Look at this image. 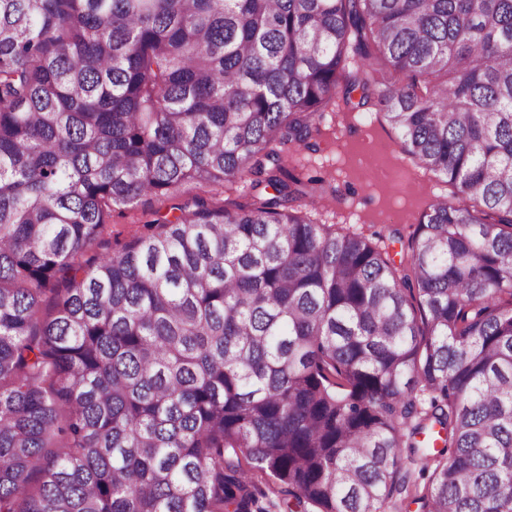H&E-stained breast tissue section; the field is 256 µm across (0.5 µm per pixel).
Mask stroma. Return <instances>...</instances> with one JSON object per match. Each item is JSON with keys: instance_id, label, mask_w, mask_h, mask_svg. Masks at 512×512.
<instances>
[{"instance_id": "35a3bbf8", "label": "stroma", "mask_w": 512, "mask_h": 512, "mask_svg": "<svg viewBox=\"0 0 512 512\" xmlns=\"http://www.w3.org/2000/svg\"><path fill=\"white\" fill-rule=\"evenodd\" d=\"M311 148L287 150L289 168L319 178V206L314 220L339 224L365 233L409 235L432 196L453 197L454 186L416 167L398 134L377 107L353 112H325ZM154 200L144 197L132 207L112 214L102 244L88 257L120 251L153 220Z\"/></svg>"}]
</instances>
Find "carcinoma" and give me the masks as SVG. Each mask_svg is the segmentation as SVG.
Segmentation results:
<instances>
[{
	"label": "carcinoma",
	"mask_w": 512,
	"mask_h": 512,
	"mask_svg": "<svg viewBox=\"0 0 512 512\" xmlns=\"http://www.w3.org/2000/svg\"><path fill=\"white\" fill-rule=\"evenodd\" d=\"M340 88L464 200L397 265L282 164ZM233 182L274 195L83 260ZM251 464L290 512H512V0H0V512H269ZM156 203L149 197H143L132 207L123 211L116 210L112 214L110 231L101 245H94L84 256L89 259L104 252H118L138 233L144 232L143 224L155 218L153 211Z\"/></svg>",
	"instance_id": "carcinoma-1"
}]
</instances>
